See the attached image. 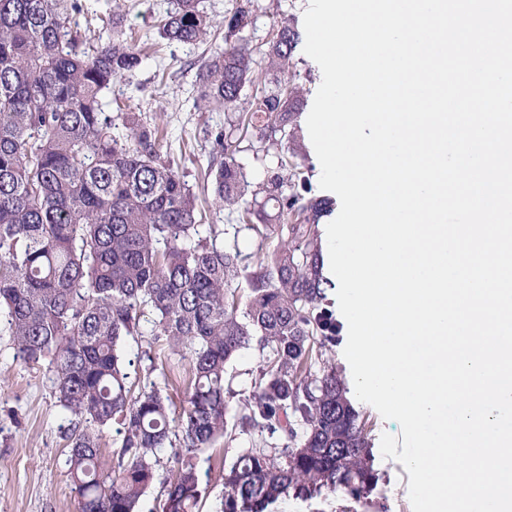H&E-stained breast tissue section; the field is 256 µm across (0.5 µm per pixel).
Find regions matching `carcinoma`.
Segmentation results:
<instances>
[{
  "label": "carcinoma",
  "mask_w": 512,
  "mask_h": 512,
  "mask_svg": "<svg viewBox=\"0 0 512 512\" xmlns=\"http://www.w3.org/2000/svg\"><path fill=\"white\" fill-rule=\"evenodd\" d=\"M70 9L82 11L79 0H0V335L23 364H46L70 415L79 512H139L169 449L177 468L151 512H196L205 492L196 459L233 440L227 366L251 347L264 365L239 420L268 438L224 469V512H273L289 494L324 489L360 501L375 480L369 444L324 359L336 323L322 307L318 226L332 202L309 196L300 162L303 88L268 77L293 67L299 31L282 18L266 47H253L250 11L237 7L224 16V46L197 75L198 105L224 108L213 202L253 232L256 251L245 253L238 234L225 243L218 225L203 224L198 197L161 155L160 125L137 106L106 109L104 93L135 76L144 49L115 16L107 42L81 48L63 18ZM210 29L200 0H178L159 34L194 45ZM247 86L250 107L240 111ZM244 150L261 165L277 158L254 189L236 159ZM147 309L153 340L188 365L176 417L156 385L135 388L121 350L144 335ZM111 427L115 468L99 443Z\"/></svg>",
  "instance_id": "cac0c4a2"
}]
</instances>
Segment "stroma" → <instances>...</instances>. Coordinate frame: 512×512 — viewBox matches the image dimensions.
<instances>
[{
	"label": "stroma",
	"mask_w": 512,
	"mask_h": 512,
	"mask_svg": "<svg viewBox=\"0 0 512 512\" xmlns=\"http://www.w3.org/2000/svg\"><path fill=\"white\" fill-rule=\"evenodd\" d=\"M118 7L123 28H131L145 39L157 36L159 20L176 6V0H107ZM215 29H223L224 15L244 6L254 18L246 30L252 43L267 41L274 20L287 17L302 28L309 0H202ZM214 41L195 46L169 45L161 57L144 59L136 77L113 84L117 101L133 98L163 129L161 150L175 160V171L195 193L208 181L209 155L214 141L210 131L222 127L220 111L196 109L195 74L201 59L214 49ZM124 350L135 364L130 372L141 383L161 384L173 410H180L187 376L178 372L161 375L151 371V361L163 360L164 351L151 338L126 340ZM367 440L372 448L373 468L379 475L365 503L368 512H412L409 475L402 464L384 458L380 450L383 434L399 435L400 427L384 419L371 405L354 401ZM67 415L56 402L53 383L45 368L29 367L16 360L8 337L0 335V512H78L77 496L68 476V442L63 428ZM260 434L236 429L231 445H216L198 458L207 481L199 512H221L224 494V464L240 451L258 443Z\"/></svg>",
	"instance_id": "stroma-1"
}]
</instances>
